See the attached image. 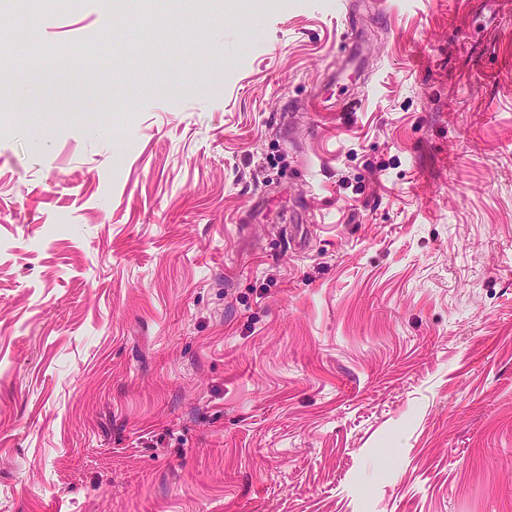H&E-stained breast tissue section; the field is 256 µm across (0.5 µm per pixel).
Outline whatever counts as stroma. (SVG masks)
I'll use <instances>...</instances> for the list:
<instances>
[{"instance_id": "stroma-1", "label": "stroma", "mask_w": 512, "mask_h": 512, "mask_svg": "<svg viewBox=\"0 0 512 512\" xmlns=\"http://www.w3.org/2000/svg\"><path fill=\"white\" fill-rule=\"evenodd\" d=\"M157 2L0 0V512H512V0Z\"/></svg>"}]
</instances>
